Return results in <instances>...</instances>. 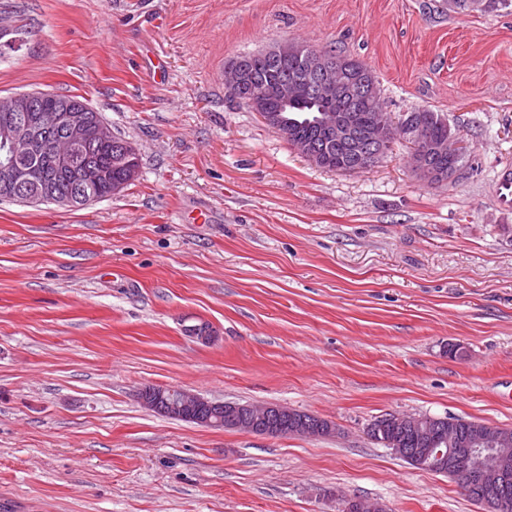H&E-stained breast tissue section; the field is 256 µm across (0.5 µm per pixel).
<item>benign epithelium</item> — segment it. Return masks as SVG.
<instances>
[{
  "mask_svg": "<svg viewBox=\"0 0 512 512\" xmlns=\"http://www.w3.org/2000/svg\"><path fill=\"white\" fill-rule=\"evenodd\" d=\"M245 77L244 61L235 57L224 67V81L231 92L238 91V84ZM348 83L336 76V84L313 72L285 84L280 95L288 101L308 93L324 95L344 93ZM41 95H15L0 99L15 112L11 126L0 129V191L14 196L31 198L28 192L37 175L36 162L44 156L69 166L74 180L68 189L50 192L54 204L74 207L82 206L97 199L91 194L93 187L104 179L106 172L89 157L91 147L112 141V129L98 117L86 103L63 102L54 112H45L40 107ZM325 137L336 141V146L350 154L354 161L347 172L360 171V166H373L377 159L386 154V148L397 138L412 144L410 167L415 175L429 184H439L458 177L462 168L455 167L442 173L429 163V155L435 150L449 152L456 156L462 144L458 134L450 131L448 138L439 145L429 139L427 127L414 118L394 120L390 114H381L380 122L361 133L354 131L347 115L342 112H323L319 117ZM378 422L389 424L401 430L411 429L424 442H430L432 421L421 418H402L389 412L378 418ZM448 446L455 456L451 457L452 469L460 472L466 490L478 486L493 492L504 488L512 472L508 468L509 454L512 453V434L487 426L477 437L464 439L458 425L448 421Z\"/></svg>",
  "mask_w": 512,
  "mask_h": 512,
  "instance_id": "obj_1",
  "label": "benign epithelium"
}]
</instances>
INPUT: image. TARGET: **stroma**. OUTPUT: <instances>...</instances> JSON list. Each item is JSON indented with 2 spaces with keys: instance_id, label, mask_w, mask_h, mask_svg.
Here are the masks:
<instances>
[{
  "instance_id": "stroma-1",
  "label": "stroma",
  "mask_w": 512,
  "mask_h": 512,
  "mask_svg": "<svg viewBox=\"0 0 512 512\" xmlns=\"http://www.w3.org/2000/svg\"><path fill=\"white\" fill-rule=\"evenodd\" d=\"M299 41L471 151L418 180L296 153L224 86ZM80 97L138 150L121 192L0 200V512H483L371 441L387 412L512 429V13L440 0H0V99ZM207 324L209 339L188 329ZM147 386L272 403L324 437L212 429Z\"/></svg>"
}]
</instances>
